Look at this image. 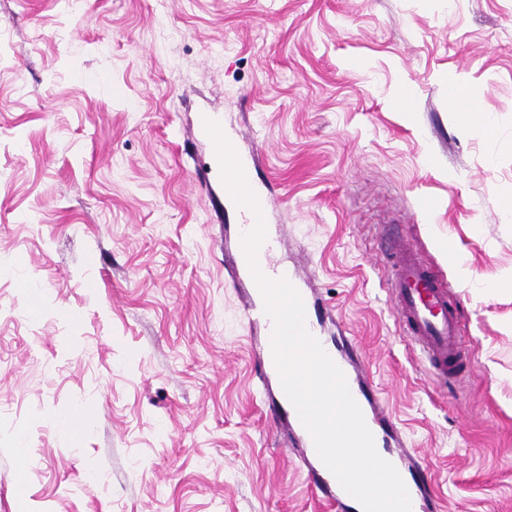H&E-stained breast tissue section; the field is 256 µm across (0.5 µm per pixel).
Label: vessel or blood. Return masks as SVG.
Segmentation results:
<instances>
[{
  "label": "vessel or blood",
  "mask_w": 512,
  "mask_h": 512,
  "mask_svg": "<svg viewBox=\"0 0 512 512\" xmlns=\"http://www.w3.org/2000/svg\"><path fill=\"white\" fill-rule=\"evenodd\" d=\"M260 250L267 258L262 268L263 274L273 280L287 279L298 289L307 314L308 331L343 372L349 390L374 436L378 453L395 466L408 489L412 512H437L438 505L430 490L432 479L419 466L414 453L404 448L378 389L360 362L357 348L351 342L340 343L326 336L320 321L322 308L314 299L313 289L309 287L312 270L283 267L274 262L276 246L273 238H265ZM385 258L395 269L388 293L399 329L420 346L429 370L436 379L455 382L464 380L467 374V354L462 326L456 313L455 296L451 295L446 283L432 268L417 258L409 248L400 244L391 245ZM243 310L248 326L258 325L265 332L273 331L274 323L265 314L263 302L257 301L256 297H248ZM278 377L272 345L270 341H263L257 380L263 384ZM269 409L273 418L287 421L299 436L306 458L313 467L314 486L330 504L336 505L338 512H360L359 502L340 486L317 456L309 432L283 389H276Z\"/></svg>",
  "instance_id": "obj_1"
}]
</instances>
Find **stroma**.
I'll use <instances>...</instances> for the list:
<instances>
[{
    "label": "stroma",
    "mask_w": 512,
    "mask_h": 512,
    "mask_svg": "<svg viewBox=\"0 0 512 512\" xmlns=\"http://www.w3.org/2000/svg\"><path fill=\"white\" fill-rule=\"evenodd\" d=\"M203 113L440 512H512V0H0V512H328L258 403ZM394 239L460 301L461 384L394 322Z\"/></svg>",
    "instance_id": "obj_1"
}]
</instances>
